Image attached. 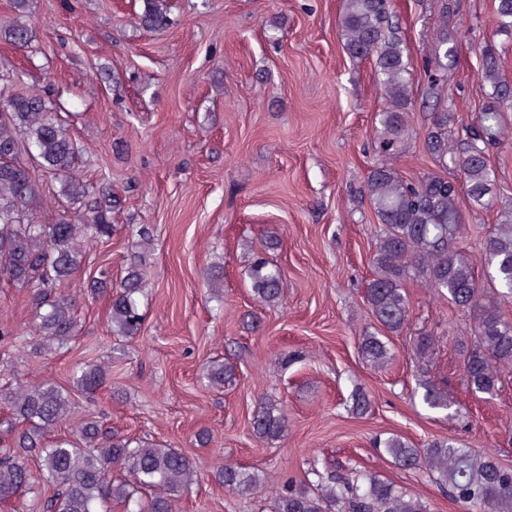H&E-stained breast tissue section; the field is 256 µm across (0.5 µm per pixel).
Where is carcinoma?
Here are the masks:
<instances>
[{
    "label": "carcinoma",
    "instance_id": "obj_1",
    "mask_svg": "<svg viewBox=\"0 0 512 512\" xmlns=\"http://www.w3.org/2000/svg\"><path fill=\"white\" fill-rule=\"evenodd\" d=\"M140 2L139 28L158 31L169 26V0ZM29 7L30 0H12V17L0 21V39L20 51L36 41L35 28L27 20ZM495 13L500 31L512 35V0H495ZM339 25L349 55L373 62L386 103L374 146L383 156L394 154L409 135L406 112L414 78L392 0H345ZM432 42L436 55L454 53L448 48V30H437ZM478 76L491 92L475 124L457 135L454 161L461 188L437 174L409 180L386 164L376 165L367 177L365 194L377 224L365 301L377 331L365 332L359 349L377 368L388 363L387 334L401 332L408 322L405 284L419 282L473 313L472 335L459 339L465 381L473 391L492 396L499 390L498 368L512 366V319L501 308L503 300L512 298V203H499L488 151L504 135L503 109L512 106V88L492 48L482 49ZM423 95L440 107L430 113L424 146L443 164L455 124L448 110L445 71L428 75ZM79 155L42 91H0V276L28 293L36 352L66 349L76 336L79 303L64 288L82 266L86 243L112 236L113 215L121 205L110 183L94 187L80 182ZM33 167L59 184L54 194L43 192L32 176ZM463 191L473 208L501 205L500 221L487 228L483 239L482 281L461 244ZM64 200L77 204L72 216L54 224L37 221L36 210ZM276 247L273 240L265 242L246 270L252 292L262 303L282 298L283 271L270 259ZM146 288L137 258L130 260L118 285H112L103 270L86 286L93 296L109 294L110 332L121 338L140 333ZM205 378L222 389L235 381L234 366L212 360L205 366ZM104 380L105 368L88 364L79 369L75 389L91 397ZM0 407L7 413L0 422L1 505L31 493L32 508L40 512H109L114 501L124 512H175V501L197 475L193 461L181 450L145 441L134 444L95 416L83 418L68 437L48 439L76 409L72 395L54 382L14 387L4 381L0 369ZM250 425L262 441L280 439L288 429L283 403L261 397ZM381 445L394 466L427 473L467 512H512V468L494 456L451 438L415 448L392 435ZM311 474L316 477L311 488L289 481L264 486L258 473L234 464L218 467L214 478L231 493H263L275 512H427L421 498L370 471L321 472L314 467Z\"/></svg>",
    "mask_w": 512,
    "mask_h": 512
}]
</instances>
